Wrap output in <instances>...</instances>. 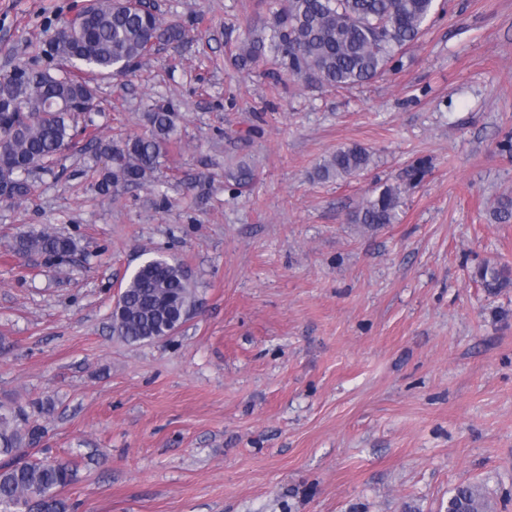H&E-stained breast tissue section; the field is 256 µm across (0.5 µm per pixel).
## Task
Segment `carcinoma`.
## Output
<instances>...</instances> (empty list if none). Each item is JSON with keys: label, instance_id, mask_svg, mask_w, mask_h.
Segmentation results:
<instances>
[{"label": "carcinoma", "instance_id": "cac0c4a2", "mask_svg": "<svg viewBox=\"0 0 512 512\" xmlns=\"http://www.w3.org/2000/svg\"><path fill=\"white\" fill-rule=\"evenodd\" d=\"M434 0H284L273 14L268 36H257L238 48L234 63L244 67L263 55L287 66L289 76L308 85L347 88L383 74L396 55L421 33ZM76 8L83 34L76 41L56 27L50 53L64 74L50 79L24 65L18 78L0 82V183L7 199L22 200L34 190L36 171H48L75 145V115L83 102L95 98L94 82L138 63L157 45L180 46L185 30L177 21L164 23L151 9L133 0H100L89 16ZM148 131L104 152L113 166L98 188L107 194L119 184L154 178L176 131V112L166 104L146 113ZM369 150L353 144L338 148L316 167L319 181L342 180L367 170ZM401 189L387 186L351 215V222L368 228L398 219ZM13 251L18 256L39 253L50 258L75 251L74 241L46 228L21 233ZM483 287L507 286L503 267L483 266L477 272ZM122 312L111 316L112 334L128 343L151 342L174 334L195 310L189 279L178 263L156 257L143 262L119 294ZM39 428L30 425L23 405L0 404V512H72L60 496L74 476L72 462L29 459ZM448 512H491L480 484H461L448 498Z\"/></svg>", "mask_w": 512, "mask_h": 512}]
</instances>
